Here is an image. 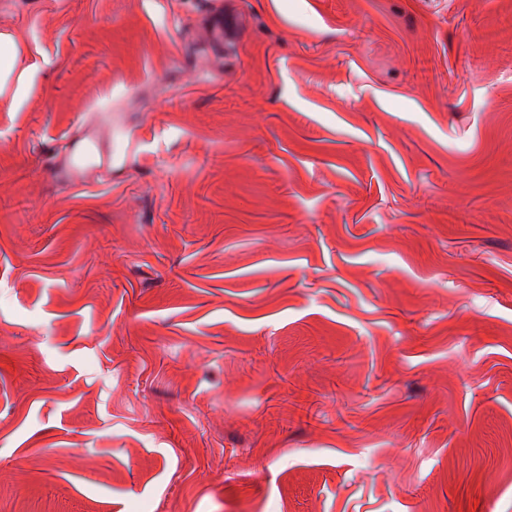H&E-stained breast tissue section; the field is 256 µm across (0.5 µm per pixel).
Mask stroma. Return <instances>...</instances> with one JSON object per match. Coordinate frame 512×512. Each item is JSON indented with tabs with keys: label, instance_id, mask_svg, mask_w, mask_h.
Returning a JSON list of instances; mask_svg holds the SVG:
<instances>
[{
	"label": "stroma",
	"instance_id": "stroma-1",
	"mask_svg": "<svg viewBox=\"0 0 512 512\" xmlns=\"http://www.w3.org/2000/svg\"><path fill=\"white\" fill-rule=\"evenodd\" d=\"M0 33V512H512V0ZM18 55V45L8 34L0 33V95L11 88L14 100L24 98L28 91V75L26 71L16 74L15 60ZM68 167L74 184L81 183L90 168L103 169L111 174L112 150L104 151L100 147L95 131L87 128L83 135L72 143Z\"/></svg>",
	"mask_w": 512,
	"mask_h": 512
}]
</instances>
